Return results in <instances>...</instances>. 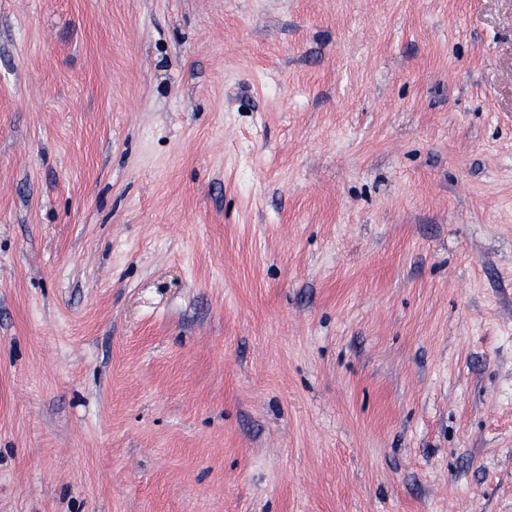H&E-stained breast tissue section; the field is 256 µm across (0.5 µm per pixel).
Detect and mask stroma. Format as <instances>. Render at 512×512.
<instances>
[{
	"mask_svg": "<svg viewBox=\"0 0 512 512\" xmlns=\"http://www.w3.org/2000/svg\"><path fill=\"white\" fill-rule=\"evenodd\" d=\"M0 512H512V0H0Z\"/></svg>",
	"mask_w": 512,
	"mask_h": 512,
	"instance_id": "obj_1",
	"label": "stroma"
}]
</instances>
